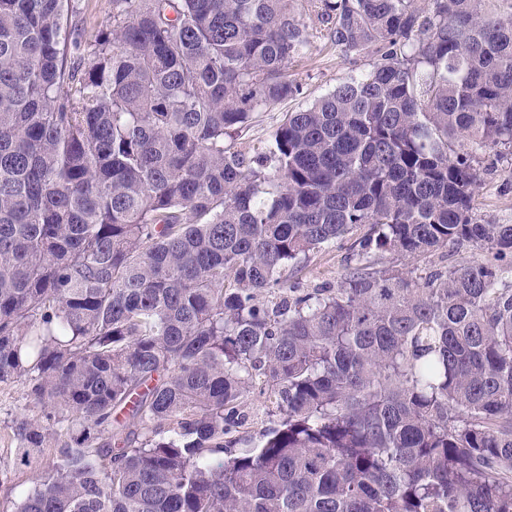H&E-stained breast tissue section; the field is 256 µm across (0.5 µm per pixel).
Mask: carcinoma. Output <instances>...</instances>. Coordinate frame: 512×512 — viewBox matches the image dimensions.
<instances>
[{
    "label": "carcinoma",
    "mask_w": 512,
    "mask_h": 512,
    "mask_svg": "<svg viewBox=\"0 0 512 512\" xmlns=\"http://www.w3.org/2000/svg\"><path fill=\"white\" fill-rule=\"evenodd\" d=\"M294 2L112 0L84 43L68 0H0V383L43 408L20 461L53 449L14 512H512V224L472 214L512 155V13L317 0L374 59L248 157L300 94ZM450 243L494 262L374 263ZM353 240H346L322 253H318L310 261L303 264L297 277L309 288L324 284L336 283V280L346 271L351 251L349 247ZM249 416L248 430L250 434L259 439L261 432L264 428L270 425L271 418L265 414L264 404L261 399L252 397L247 401L246 409Z\"/></svg>",
    "instance_id": "1"
}]
</instances>
